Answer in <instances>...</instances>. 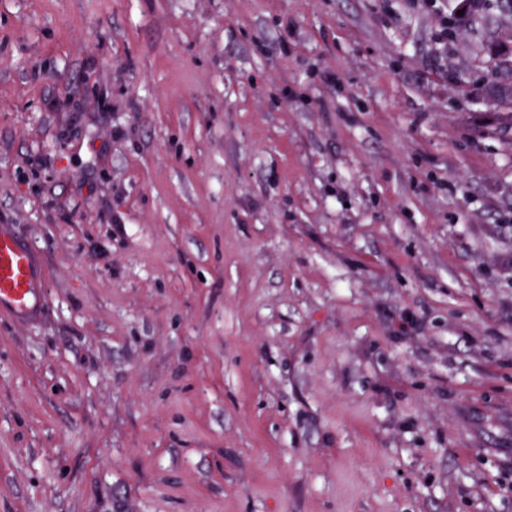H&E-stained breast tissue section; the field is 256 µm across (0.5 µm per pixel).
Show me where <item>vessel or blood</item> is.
<instances>
[{
	"label": "vessel or blood",
	"instance_id": "obj_1",
	"mask_svg": "<svg viewBox=\"0 0 512 512\" xmlns=\"http://www.w3.org/2000/svg\"><path fill=\"white\" fill-rule=\"evenodd\" d=\"M43 269L26 238L0 225V311L35 317Z\"/></svg>",
	"mask_w": 512,
	"mask_h": 512
}]
</instances>
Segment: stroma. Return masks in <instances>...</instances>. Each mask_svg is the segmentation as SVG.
<instances>
[{
    "label": "stroma",
    "instance_id": "1",
    "mask_svg": "<svg viewBox=\"0 0 512 512\" xmlns=\"http://www.w3.org/2000/svg\"><path fill=\"white\" fill-rule=\"evenodd\" d=\"M453 0H0V512H512V125ZM5 225H0V311L33 318L39 313L42 265L26 238Z\"/></svg>",
    "mask_w": 512,
    "mask_h": 512
}]
</instances>
